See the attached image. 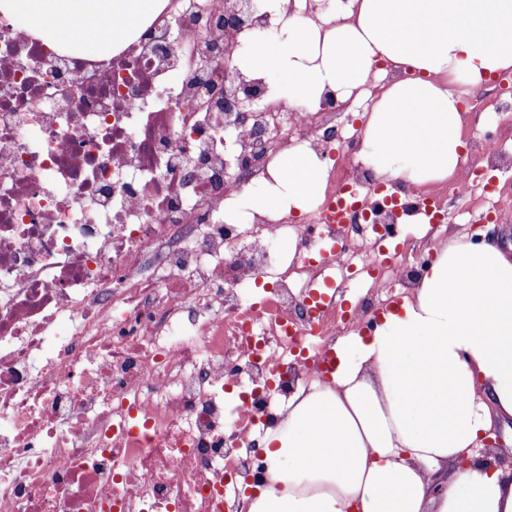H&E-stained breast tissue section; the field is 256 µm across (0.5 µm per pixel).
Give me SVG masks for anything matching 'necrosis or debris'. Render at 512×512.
Wrapping results in <instances>:
<instances>
[{
	"mask_svg": "<svg viewBox=\"0 0 512 512\" xmlns=\"http://www.w3.org/2000/svg\"><path fill=\"white\" fill-rule=\"evenodd\" d=\"M163 3L100 62L0 21V512H226L276 397L313 374L303 338L345 329L302 289L373 271L368 310L410 275L378 261L356 212L225 221L292 145L338 157L348 193L369 178L324 140L331 105L251 113L227 171L225 88L268 85L219 61L280 24L258 7L228 32L230 0ZM265 124L277 141L253 135ZM321 242L337 260L315 271ZM263 277L277 287L252 302Z\"/></svg>",
	"mask_w": 512,
	"mask_h": 512,
	"instance_id": "obj_1",
	"label": "necrosis or debris"
}]
</instances>
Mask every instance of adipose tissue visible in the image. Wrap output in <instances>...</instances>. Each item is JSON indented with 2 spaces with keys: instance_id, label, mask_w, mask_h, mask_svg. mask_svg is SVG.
<instances>
[{
  "instance_id": "adipose-tissue-1",
  "label": "adipose tissue",
  "mask_w": 512,
  "mask_h": 512,
  "mask_svg": "<svg viewBox=\"0 0 512 512\" xmlns=\"http://www.w3.org/2000/svg\"><path fill=\"white\" fill-rule=\"evenodd\" d=\"M160 0H0L57 53L103 59L126 45ZM278 39L245 36L233 62L278 74L272 101L319 109L357 100L380 65L406 70L375 101L358 157L384 183L450 180L464 147L461 97L512 68V0H339L331 12L265 0ZM272 182L231 210L276 218L320 205L326 160L281 154ZM410 295L367 333L333 346L328 380L298 385L259 441L261 471L239 512H512V470L479 459L492 418L512 417V256L492 230L436 247ZM469 457L468 468L457 467Z\"/></svg>"
}]
</instances>
